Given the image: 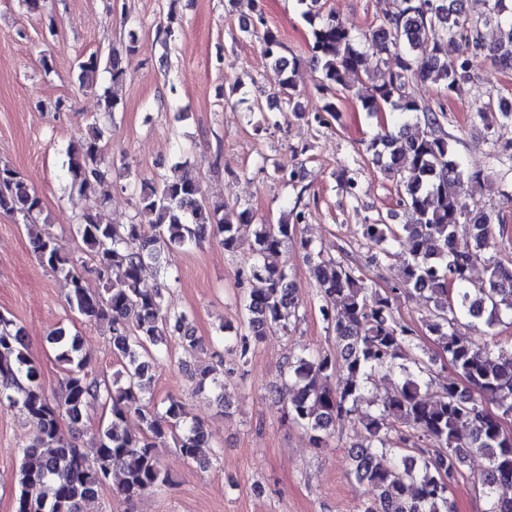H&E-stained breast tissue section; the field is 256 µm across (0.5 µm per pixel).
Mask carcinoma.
I'll list each match as a JSON object with an SVG mask.
<instances>
[{
	"instance_id": "1",
	"label": "carcinoma",
	"mask_w": 512,
	"mask_h": 512,
	"mask_svg": "<svg viewBox=\"0 0 512 512\" xmlns=\"http://www.w3.org/2000/svg\"><path fill=\"white\" fill-rule=\"evenodd\" d=\"M486 2L487 12L473 20L464 0H401L398 12L379 19L368 36L353 34L333 14L318 19L311 9L303 11L311 27L308 50L320 72L318 87L331 93L315 109L314 119L322 124L339 120L338 94L358 85L365 87L358 95L362 111L392 116L395 130L376 134L369 151L384 177L399 186L398 205L406 222L376 219L361 225V236L379 247L383 259L392 249L409 246L403 288L433 302L427 330L466 383L464 388L448 383L433 401L423 396L430 367L416 352L412 332L393 316L391 297L374 291L358 269L301 240L318 288L319 313L333 328L340 356L312 351L289 357L288 380L294 390L275 402L317 447L328 443L336 421L358 422L365 439L350 449V474L373 490L358 512H454L448 486L473 453L486 460L481 476L485 512H512V431L504 426L512 417V355L505 354L495 333L493 343L478 347L459 330L463 320L481 321L489 329L506 319L512 325V260L491 256L484 274L475 275L477 252L490 245L493 217L470 207L463 190L483 173L465 171L442 127L443 106L435 109L414 92L416 84L429 81L456 93L479 62L512 71V41L491 46L480 31L482 25L512 28V0ZM455 41L463 42L464 50L450 68L444 49ZM363 45L383 62L395 59L388 79L366 84ZM284 50L276 34L264 31L269 76L292 111L302 112L293 62ZM78 68L80 84L90 89L101 70L110 73L114 84L125 76L115 51L105 58L92 53ZM504 101L482 103L476 115L484 120L487 113L497 112L512 119V110L502 108ZM102 139L103 130L94 122L68 151L72 188L83 191L107 182ZM491 145L496 175L502 180L512 176V143L493 140ZM138 204L155 215L152 223L107 224L92 213L80 217L76 233L91 256L89 267L57 251L49 225L38 222L40 197L12 167L0 164V212L28 221L37 259L63 275L72 312L108 326L112 356L121 366L110 380L89 370L80 338L54 330L49 341L66 368L63 399L56 401L28 353L25 332L0 313V403L19 409L33 428L21 452L14 512H81V504L98 496L114 469L122 473L115 494L127 501L166 486L171 479L158 450L169 439L186 459L209 465L200 457L207 440L203 426L189 418L181 401L169 397L160 407L150 396L153 347L174 338L192 354L202 340L172 304V285L147 287L142 270L146 261L159 260L162 250L188 247L208 231L232 252L239 246L238 225L251 223L254 214L243 207L230 220L227 205L206 201L200 182L179 162L141 182ZM305 216L296 205L288 218L262 224L255 234L249 276L264 287L241 295L245 320L243 332L236 335V353L243 364L268 333H288L296 317L298 302L283 248L295 240ZM88 272L102 288L88 287ZM396 369L401 382L393 395L374 411L363 409L372 406L364 384ZM97 404L108 409L109 420L98 425L89 454L61 437L60 424L64 419L75 427L82 424L87 410Z\"/></svg>"
}]
</instances>
